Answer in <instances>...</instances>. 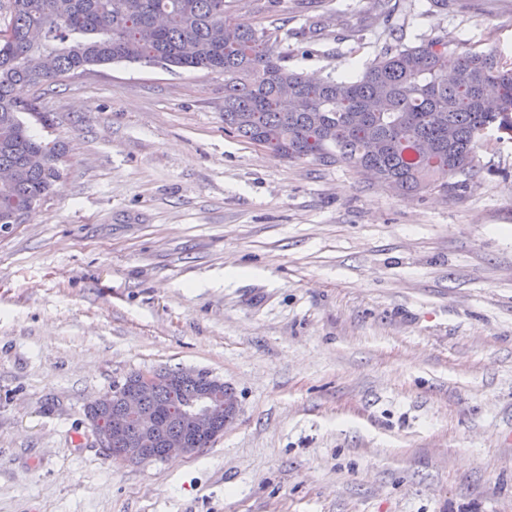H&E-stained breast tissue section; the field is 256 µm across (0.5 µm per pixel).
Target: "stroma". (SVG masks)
<instances>
[{
    "instance_id": "obj_1",
    "label": "stroma",
    "mask_w": 512,
    "mask_h": 512,
    "mask_svg": "<svg viewBox=\"0 0 512 512\" xmlns=\"http://www.w3.org/2000/svg\"><path fill=\"white\" fill-rule=\"evenodd\" d=\"M349 78L445 35L512 63V0H228ZM63 176L0 224V512H512V142L403 194L224 129V77L118 62L41 87ZM204 370L209 447L118 466L86 417Z\"/></svg>"
}]
</instances>
